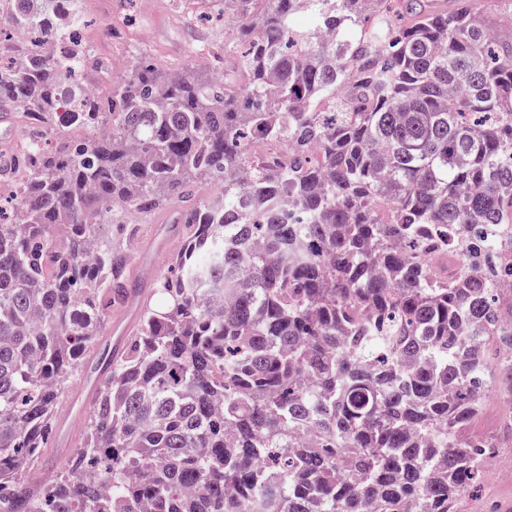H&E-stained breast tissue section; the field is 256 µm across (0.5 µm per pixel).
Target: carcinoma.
<instances>
[{
  "label": "carcinoma",
  "mask_w": 512,
  "mask_h": 512,
  "mask_svg": "<svg viewBox=\"0 0 512 512\" xmlns=\"http://www.w3.org/2000/svg\"><path fill=\"white\" fill-rule=\"evenodd\" d=\"M213 1L224 78L142 58L82 98L81 22L0 13L37 138L0 174V512H451L512 387V0ZM164 212L187 247L34 482L127 214ZM104 380H99L94 386H91L86 392L74 398L71 407L62 415L59 430L53 439L54 445H64L59 448L49 447L45 449V462L49 469L63 468L67 465L70 457L79 445V439L76 429L80 433V441L82 443L86 430L88 415L93 407L84 410L78 417L76 428L74 425V417L72 416V408L79 403L80 408H87L95 401L96 390L101 386ZM512 408V396L500 391L491 380L485 391L481 415L474 426V431L485 437L499 439L503 421Z\"/></svg>",
  "instance_id": "cac0c4a2"
}]
</instances>
